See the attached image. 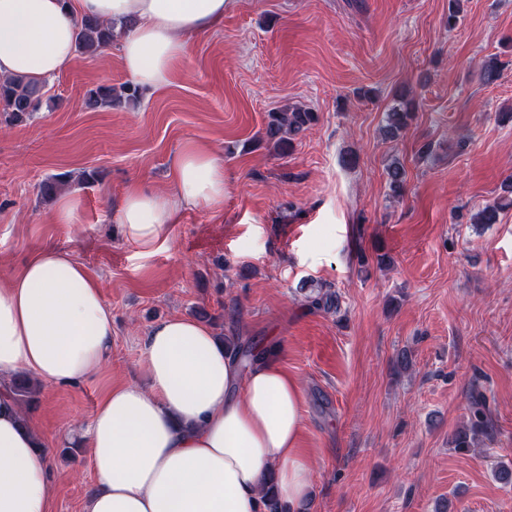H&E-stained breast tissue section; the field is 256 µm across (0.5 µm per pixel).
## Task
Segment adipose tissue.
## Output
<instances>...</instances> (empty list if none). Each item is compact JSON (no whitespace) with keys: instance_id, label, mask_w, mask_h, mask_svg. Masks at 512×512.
Instances as JSON below:
<instances>
[{"instance_id":"obj_1","label":"adipose tissue","mask_w":512,"mask_h":512,"mask_svg":"<svg viewBox=\"0 0 512 512\" xmlns=\"http://www.w3.org/2000/svg\"><path fill=\"white\" fill-rule=\"evenodd\" d=\"M226 0H0V79L44 82L73 59L82 18L123 27L120 58L148 91L165 88L187 39L221 26ZM224 204V164L187 147L168 194L129 184L116 208L127 240L164 242L182 208ZM112 353V311L80 263L45 246L0 285V372L54 387L99 376ZM149 389L106 388L78 444L97 486L82 512H264L262 490L307 498L302 391L276 348L242 368L203 323L171 317L145 338ZM51 446L0 386V512H50Z\"/></svg>"}]
</instances>
